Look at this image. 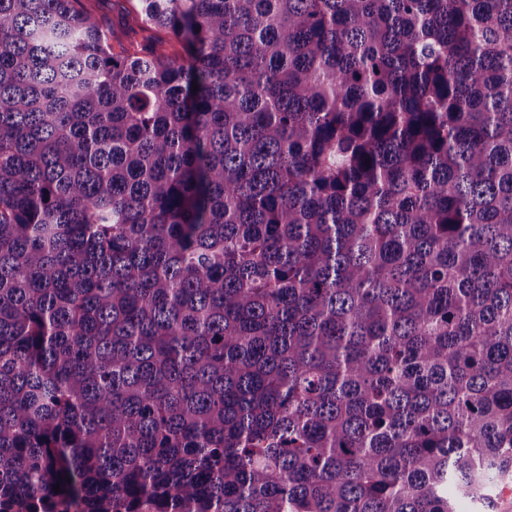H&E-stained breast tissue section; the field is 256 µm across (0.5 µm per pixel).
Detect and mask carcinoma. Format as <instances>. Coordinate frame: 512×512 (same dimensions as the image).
I'll return each instance as SVG.
<instances>
[{
  "mask_svg": "<svg viewBox=\"0 0 512 512\" xmlns=\"http://www.w3.org/2000/svg\"><path fill=\"white\" fill-rule=\"evenodd\" d=\"M124 20L181 51H114L83 0H0V504L489 506L512 477V0Z\"/></svg>",
  "mask_w": 512,
  "mask_h": 512,
  "instance_id": "carcinoma-1",
  "label": "carcinoma"
}]
</instances>
